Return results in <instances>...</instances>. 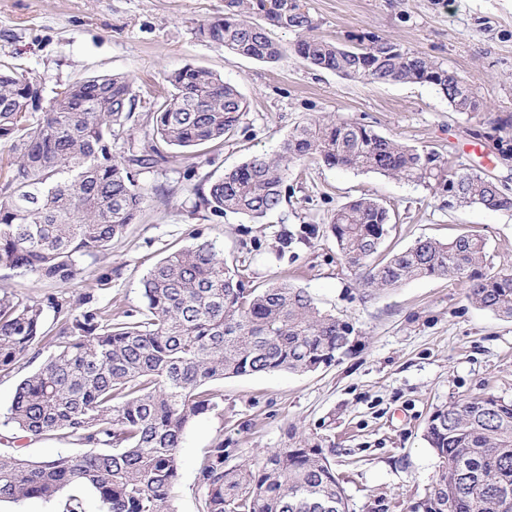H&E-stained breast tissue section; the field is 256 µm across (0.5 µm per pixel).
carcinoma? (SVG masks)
<instances>
[{"label":"carcinoma","mask_w":512,"mask_h":512,"mask_svg":"<svg viewBox=\"0 0 512 512\" xmlns=\"http://www.w3.org/2000/svg\"><path fill=\"white\" fill-rule=\"evenodd\" d=\"M297 34L295 53L310 65L369 83H431L452 110L448 69L379 37L347 46L312 35L301 0H228L224 17L200 33L243 57L275 63L285 50L271 29ZM170 91L153 101L155 141L127 142L112 152L136 100L132 81L104 74L69 84L51 110L30 121L31 92L0 70V142L12 157L0 166V268L69 283L80 262L108 250L136 223L148 196L139 172L166 160L163 148L224 140L247 112L237 89L214 72L185 65L167 76ZM305 159L377 173L451 192L458 204L512 209V194L448 158L417 149L365 124L314 120L297 125L279 152L255 156L194 188L191 214L226 212L260 220L282 204L289 166ZM390 209L371 197L336 210L330 231L348 268L374 291L415 278L450 274L475 306L512 320V270L487 271L486 241L463 232L442 242L420 238L382 253ZM143 305L115 312L54 294L46 303L0 292V372L29 355L52 354L17 387L3 425L20 439L62 432L92 447L35 462L0 453V501L41 498L61 512H86L81 490L99 512H177L173 488L191 421L224 411L209 384L224 376L329 368L350 350L352 323L322 310L303 288L286 282L248 288L214 243L202 241L161 259L142 281ZM55 312L44 320V307ZM425 439L441 461L414 512H502L512 502V401L495 395L462 400L433 413ZM232 449L213 440L198 471L202 512H349L340 477L320 448H276L253 468H228Z\"/></svg>","instance_id":"carcinoma-1"}]
</instances>
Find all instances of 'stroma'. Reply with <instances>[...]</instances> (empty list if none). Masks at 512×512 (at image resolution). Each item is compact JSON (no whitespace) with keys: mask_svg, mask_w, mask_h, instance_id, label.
<instances>
[{"mask_svg":"<svg viewBox=\"0 0 512 512\" xmlns=\"http://www.w3.org/2000/svg\"><path fill=\"white\" fill-rule=\"evenodd\" d=\"M315 34L349 44L359 35L390 38L463 76L485 103L456 112L426 83H368L309 65L294 54L297 36L272 30L287 51L277 63L248 59L202 36L223 17L224 0H0V66L21 67L52 98L58 85L121 73L135 82L129 138H152L147 103L169 71L191 64L220 75L248 103L237 131L203 151L172 149L141 171L148 198L135 224L101 255L84 258L75 281L60 283L0 270V289L32 300L90 293L113 310L142 304L143 278L194 234L212 241L253 287L286 281L323 309L354 324L353 347L312 373H261L213 381L224 411L199 415L180 449L177 512H202L197 476L215 437L234 451L229 466L258 463L272 448L323 450L342 480L350 512H411L431 489L440 461L424 439L439 407L492 394L512 400V320L475 307L452 277L406 281L366 293L341 265L327 227L336 209L369 194L387 204L394 224L385 241L399 250L420 238L448 240L475 231L494 269H512V211L449 206L448 196L373 173L326 166L290 167L278 211L254 221L240 214L191 216V189L253 156L273 154L292 129L341 118L443 152L461 166L512 189V0H304ZM480 151L467 153L470 142ZM309 243L281 248L301 225ZM109 284H101L104 273ZM34 461L84 453L74 437L23 441Z\"/></svg>","mask_w":512,"mask_h":512,"instance_id":"obj_1","label":"stroma"}]
</instances>
